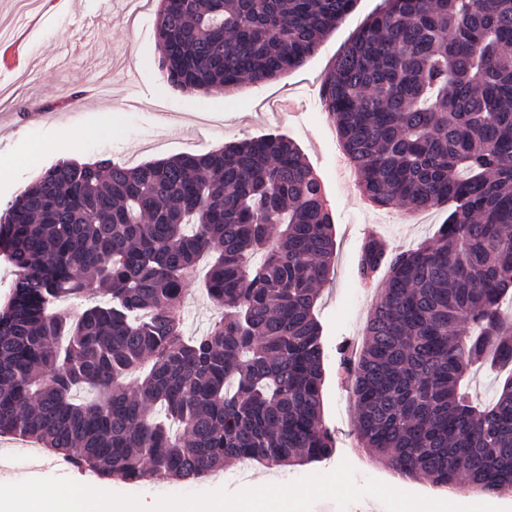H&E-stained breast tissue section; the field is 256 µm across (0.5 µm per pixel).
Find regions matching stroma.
Returning <instances> with one entry per match:
<instances>
[{"instance_id": "stroma-1", "label": "stroma", "mask_w": 512, "mask_h": 512, "mask_svg": "<svg viewBox=\"0 0 512 512\" xmlns=\"http://www.w3.org/2000/svg\"><path fill=\"white\" fill-rule=\"evenodd\" d=\"M19 0H0V37L25 33L21 53L0 60V210L52 163L76 156L109 159L129 167L182 154H204L230 142L269 132L287 135L319 174L334 221L335 258L316 305L323 327L326 377L323 417L336 452L307 465L269 468L255 462L231 464L197 482L157 480L128 485L81 471L29 440L0 443V483L65 473L76 482L146 501L171 494L219 488L231 492L285 483L333 470L349 461L358 481L373 478L397 489L445 500L446 489L422 476L403 478L383 463L356 453L352 383L342 362L362 336L376 298L373 285L361 282L357 263L370 235L384 237L397 250L430 240L448 218L449 204L416 214L379 208L364 200L355 174L344 160L336 130L323 112L319 91L337 52L380 0H357L303 66L279 79L244 83L233 94L191 93L172 87L158 68L154 29L155 0H65L56 8L45 0L38 11L21 15ZM81 92L76 103L59 107L67 91ZM54 105L50 117H24L23 105ZM84 132L79 147L60 136L61 128ZM185 335L198 336L221 316L199 279L187 285L183 306Z\"/></svg>"}]
</instances>
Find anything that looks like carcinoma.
Returning <instances> with one entry per match:
<instances>
[{"label":"carcinoma","mask_w":512,"mask_h":512,"mask_svg":"<svg viewBox=\"0 0 512 512\" xmlns=\"http://www.w3.org/2000/svg\"><path fill=\"white\" fill-rule=\"evenodd\" d=\"M356 2L157 0L159 68L189 92L275 80ZM320 98L369 203L453 205L426 244L362 245L358 273L387 274L348 369L359 443L437 486L511 489L512 375L484 404L464 380L512 366V0H382ZM334 251L323 186L282 134L50 166L0 213V435L127 484L331 457L314 308ZM206 253L224 314L188 339Z\"/></svg>","instance_id":"cac0c4a2"}]
</instances>
